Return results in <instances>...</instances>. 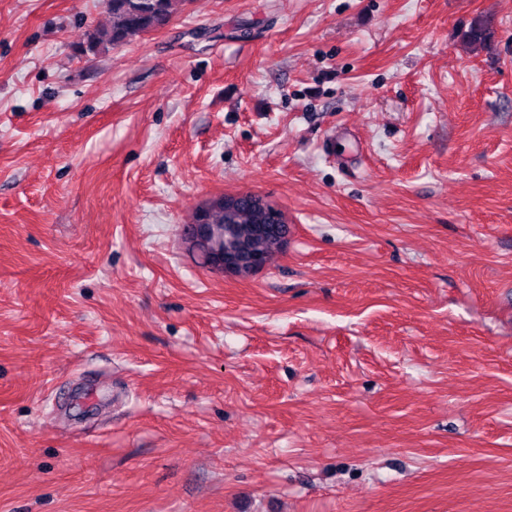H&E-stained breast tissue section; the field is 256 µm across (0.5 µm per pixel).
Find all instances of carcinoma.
<instances>
[{"label":"carcinoma","instance_id":"cac0c4a2","mask_svg":"<svg viewBox=\"0 0 512 512\" xmlns=\"http://www.w3.org/2000/svg\"><path fill=\"white\" fill-rule=\"evenodd\" d=\"M186 0H105L110 18L106 29L91 28L75 46L79 55H94L103 48H117L159 28L179 11ZM493 37L491 25L483 18L473 21L467 33L471 43L485 44Z\"/></svg>","mask_w":512,"mask_h":512}]
</instances>
